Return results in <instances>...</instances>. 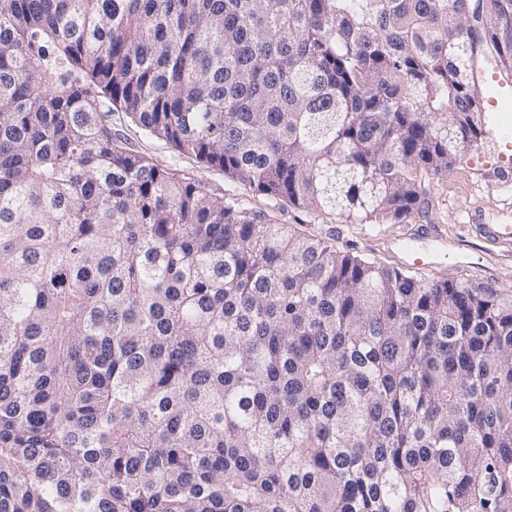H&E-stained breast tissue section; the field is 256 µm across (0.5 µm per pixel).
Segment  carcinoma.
<instances>
[{"label": "carcinoma", "mask_w": 512, "mask_h": 512, "mask_svg": "<svg viewBox=\"0 0 512 512\" xmlns=\"http://www.w3.org/2000/svg\"><path fill=\"white\" fill-rule=\"evenodd\" d=\"M512 80V0H0V512H512V289L410 224Z\"/></svg>", "instance_id": "carcinoma-1"}]
</instances>
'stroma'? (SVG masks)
<instances>
[{
    "mask_svg": "<svg viewBox=\"0 0 512 512\" xmlns=\"http://www.w3.org/2000/svg\"><path fill=\"white\" fill-rule=\"evenodd\" d=\"M483 132L469 155L428 186L429 210L426 223L439 227L448 241V253L436 267L448 279L466 278L512 287V241L491 244L471 224V215L482 212L487 222L512 223V181L501 180L497 172L512 165V84L492 70L482 73ZM112 130L129 147L152 158L205 190L248 200L281 224H301L322 236L340 233L341 239L358 253L399 263L394 237L411 232V225L387 224L372 228L365 224H338L333 219L294 208L279 209L264 196L252 193L217 167L197 162L174 151L165 141L135 126L122 112L112 115Z\"/></svg>",
    "mask_w": 512,
    "mask_h": 512,
    "instance_id": "1",
    "label": "stroma"
}]
</instances>
